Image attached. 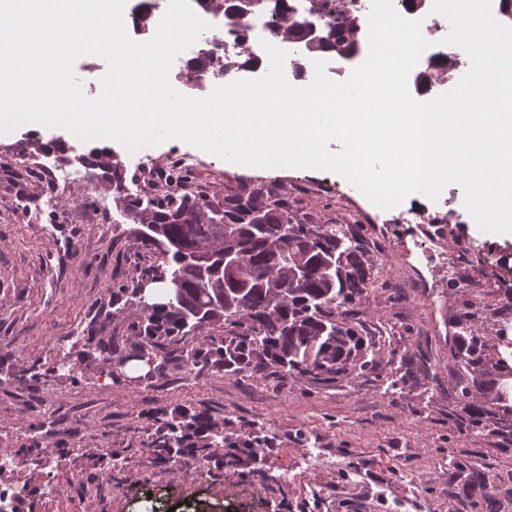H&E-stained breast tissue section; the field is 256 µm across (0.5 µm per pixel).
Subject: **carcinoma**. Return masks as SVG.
Masks as SVG:
<instances>
[{
	"label": "carcinoma",
	"instance_id": "1",
	"mask_svg": "<svg viewBox=\"0 0 512 512\" xmlns=\"http://www.w3.org/2000/svg\"><path fill=\"white\" fill-rule=\"evenodd\" d=\"M204 12L217 18L239 8L253 15L269 7L279 16L278 34L284 39L304 36L303 21L293 16L288 0H217L205 4L195 0ZM352 28L331 26L320 48L335 49L351 36ZM254 63L250 52L224 59L221 72L246 68ZM191 68L201 83L210 79L213 59L192 60ZM93 165L112 171L116 210L136 224L148 225L138 232L147 249L161 256L162 263L136 270L132 288L122 289L126 303L140 306L139 288L150 280L162 285L180 278L183 304L204 311L208 318L196 325L185 322L182 307L157 303L159 311H145L135 325L140 342L131 357L157 361L166 358L165 344L179 336H195L204 327L224 322L244 327L234 336H211L207 349L192 347L181 351L190 370L203 369L216 357L225 369L246 370L252 364L270 365L286 374H314L333 378L351 375L364 343L345 323L349 307L368 290L370 260L330 226L310 224L281 203H263L259 193L215 202L203 195L186 194L168 188L131 194L123 189L125 173L117 156L93 159ZM233 249L239 259L240 281L226 280L224 251ZM332 254L346 255L345 277L329 269ZM303 261L302 278L294 276L297 261ZM483 343L472 337L471 348L460 354L462 367L480 368ZM196 420L180 414L153 429L152 445L159 460H169L185 450L206 455L210 448L224 446V431L213 430L195 442Z\"/></svg>",
	"mask_w": 512,
	"mask_h": 512
}]
</instances>
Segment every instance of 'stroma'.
<instances>
[{
    "mask_svg": "<svg viewBox=\"0 0 512 512\" xmlns=\"http://www.w3.org/2000/svg\"><path fill=\"white\" fill-rule=\"evenodd\" d=\"M17 136L0 132V460L33 444L51 449L0 467V487L26 492L23 512H512V413L493 398L504 384L499 335L512 337V321L498 320L502 295H512V234L481 231L456 186L432 213L409 198L383 210L331 172L245 167L172 140L147 153L113 143L139 190L152 184L136 173L138 160L163 168L190 156L201 195L263 185L310 223L354 224L372 264V286L347 318L368 362L353 378L217 365L191 373L176 350L135 377L89 356V339L129 351L140 310L118 287L158 256L113 208L103 169L79 185L25 172L58 143L74 158L93 154L90 142L59 127L31 130L25 162ZM56 192L69 204L55 212ZM434 236L468 272L494 270L497 290L479 298L451 285L434 305L396 259ZM474 334L486 359L467 374L455 353ZM62 351L74 372H52ZM34 364L44 370L37 380ZM462 379L470 398L457 392ZM180 412L224 431L203 476L159 462L149 445L153 421ZM247 438L269 446L228 466L229 442ZM49 483L64 495L44 494Z\"/></svg>",
    "mask_w": 512,
    "mask_h": 512,
    "instance_id": "stroma-1",
    "label": "stroma"
}]
</instances>
